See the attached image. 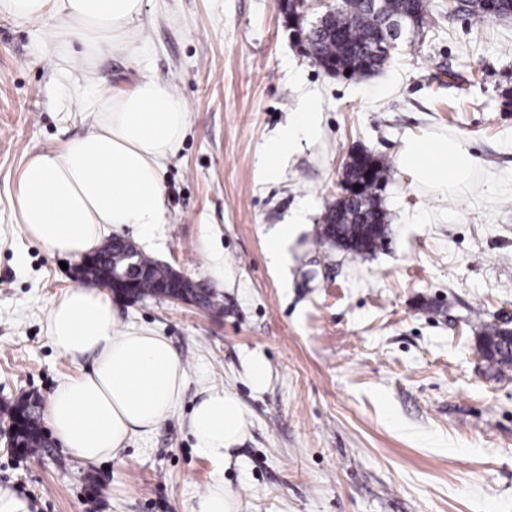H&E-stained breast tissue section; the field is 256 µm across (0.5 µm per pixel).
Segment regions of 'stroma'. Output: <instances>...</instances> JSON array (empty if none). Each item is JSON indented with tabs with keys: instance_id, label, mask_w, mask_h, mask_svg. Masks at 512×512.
<instances>
[{
	"instance_id": "stroma-1",
	"label": "stroma",
	"mask_w": 512,
	"mask_h": 512,
	"mask_svg": "<svg viewBox=\"0 0 512 512\" xmlns=\"http://www.w3.org/2000/svg\"><path fill=\"white\" fill-rule=\"evenodd\" d=\"M434 2L420 36L361 81L294 45L278 0H144L141 50L88 64L50 49L51 22L0 14V406L80 371L47 335L48 306L73 282L24 234L15 192L31 155L91 130L83 70L119 88L155 78L187 105L165 222L139 248L221 302L113 298L119 330L150 327L179 355L180 402L116 460L0 449L1 487L37 512H191L218 478L241 512H512V371L478 350L484 325L512 328V18L480 23ZM308 100L317 137L264 175V144ZM448 137L473 158L468 179L401 168L408 142ZM357 148L393 171L389 239L361 257L319 241ZM208 387L246 410L247 436L222 464L188 429Z\"/></svg>"
}]
</instances>
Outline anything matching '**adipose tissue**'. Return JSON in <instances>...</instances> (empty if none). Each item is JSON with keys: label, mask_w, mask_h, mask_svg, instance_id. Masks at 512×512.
<instances>
[{"label": "adipose tissue", "mask_w": 512, "mask_h": 512, "mask_svg": "<svg viewBox=\"0 0 512 512\" xmlns=\"http://www.w3.org/2000/svg\"><path fill=\"white\" fill-rule=\"evenodd\" d=\"M142 13L143 0H0V14L55 19L53 45H80L83 59L107 47L138 52ZM83 105L95 114L92 131L31 156L16 189L25 235L74 259L98 250L113 229L130 226L138 240L153 238L165 215L162 169L188 124L184 103L150 77L128 91L93 85ZM302 134L315 135L310 103L266 146V164L286 155ZM400 164L425 180L457 181L471 173L473 159L458 140H416ZM47 332L54 348L81 367L58 385L45 410L72 457L115 458L134 434L152 431L178 405L185 374L168 339L147 327L118 331L112 301L100 289L74 287L54 299ZM188 425L197 447L221 463L244 438L247 419L235 393L210 388Z\"/></svg>", "instance_id": "1"}]
</instances>
